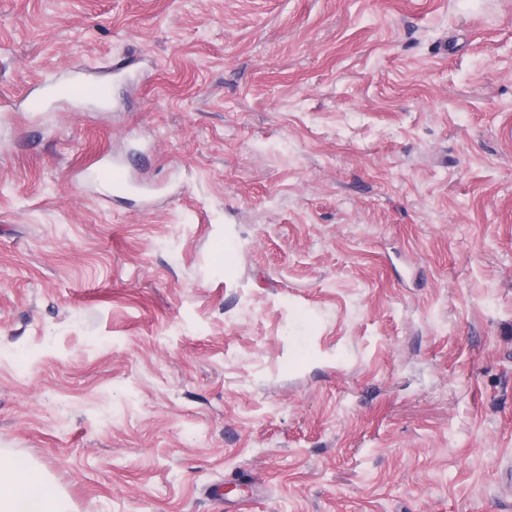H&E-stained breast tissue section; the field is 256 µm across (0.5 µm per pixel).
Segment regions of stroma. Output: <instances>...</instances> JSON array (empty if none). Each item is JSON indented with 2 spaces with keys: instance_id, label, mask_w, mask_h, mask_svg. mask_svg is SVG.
Returning <instances> with one entry per match:
<instances>
[{
  "instance_id": "1",
  "label": "stroma",
  "mask_w": 512,
  "mask_h": 512,
  "mask_svg": "<svg viewBox=\"0 0 512 512\" xmlns=\"http://www.w3.org/2000/svg\"><path fill=\"white\" fill-rule=\"evenodd\" d=\"M0 454L68 512H512V0H0ZM46 94L34 95L29 99L30 112H40L44 109L47 99H81L98 101L107 98L109 89L105 84L89 82L75 77L55 79L46 84ZM97 163L96 173L103 181L121 189L129 185L128 176L118 161L102 157Z\"/></svg>"
}]
</instances>
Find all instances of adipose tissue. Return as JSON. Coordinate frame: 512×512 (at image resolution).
Returning <instances> with one entry per match:
<instances>
[{
  "instance_id": "adipose-tissue-1",
  "label": "adipose tissue",
  "mask_w": 512,
  "mask_h": 512,
  "mask_svg": "<svg viewBox=\"0 0 512 512\" xmlns=\"http://www.w3.org/2000/svg\"><path fill=\"white\" fill-rule=\"evenodd\" d=\"M44 482L34 469L0 454V512H21L27 496H34V512H66L57 498L45 495Z\"/></svg>"
}]
</instances>
